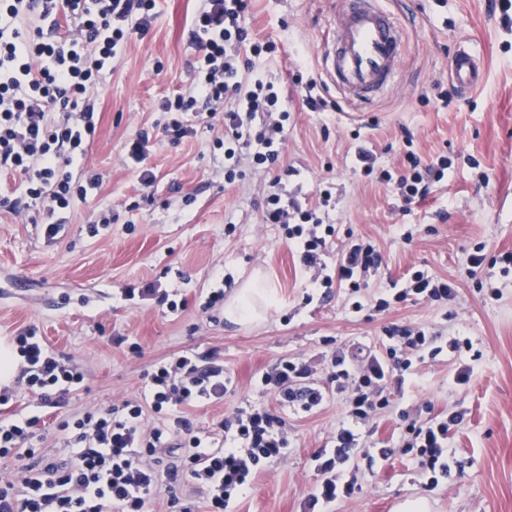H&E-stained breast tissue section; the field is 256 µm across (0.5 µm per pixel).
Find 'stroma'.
Here are the masks:
<instances>
[{"label":"stroma","instance_id":"35a3bbf8","mask_svg":"<svg viewBox=\"0 0 512 512\" xmlns=\"http://www.w3.org/2000/svg\"><path fill=\"white\" fill-rule=\"evenodd\" d=\"M403 29L404 51L391 87L368 104L347 102L332 84L324 95L336 107L311 112L302 105L298 76H323L325 48L334 36L339 0H252L248 22L276 40L275 55L258 73L280 92L288 113L281 167L289 197L320 209V192L335 201L329 221L335 246L370 238L383 264L368 285L380 292L409 270L424 269L451 282L454 300L432 304L413 298L392 303L385 315L355 313L347 289L321 298L279 227L264 223L268 176L237 152L242 176L225 182L215 171L223 158L221 128L196 122L193 135L171 143L161 101L184 91L196 51L190 22L200 0H157L144 36L128 42L104 80L97 124L75 178L99 179L94 196L74 200L55 238H46L37 208L26 219L0 210V341L35 329L57 354L82 368L81 388L63 408L41 406L26 392L0 405V421L22 412L39 420L33 444L62 454L61 414L79 416L140 393L154 366L184 352L223 362L235 387L219 402L188 408L202 434L217 432L224 417L246 403L281 407L256 386L283 357L328 354L329 340L375 344L391 323L438 326L470 338L472 352L419 364L408 378L401 408L456 406L464 423L453 430L451 473L425 488L413 457L362 466L360 490L335 512H398L420 500L428 512H512V273H472L467 257L476 244L488 256L512 252V19L501 0H379ZM486 65L472 94L449 78L459 46ZM448 93V108L436 107ZM147 134L145 164L151 186L138 179L125 148ZM423 161L447 156L452 165L425 200L402 202L377 173L399 174L405 148ZM375 156V172L357 171L356 153ZM277 289L280 302L258 322L232 324L223 306L204 309L215 289L225 297L248 279ZM496 285L498 296L488 287ZM175 294L184 305L169 311L152 297L125 299L147 286ZM473 373L468 387L449 378L460 363ZM343 403L329 396L321 409L287 414L291 446L238 501L235 512H300L316 475L311 456L330 447Z\"/></svg>","mask_w":512,"mask_h":512}]
</instances>
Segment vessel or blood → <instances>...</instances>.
Masks as SVG:
<instances>
[{
	"instance_id": "b4317fda",
	"label": "vessel or blood",
	"mask_w": 512,
	"mask_h": 512,
	"mask_svg": "<svg viewBox=\"0 0 512 512\" xmlns=\"http://www.w3.org/2000/svg\"><path fill=\"white\" fill-rule=\"evenodd\" d=\"M402 40V30L391 13L376 7L375 0H342L335 40L324 54L325 75L349 102H370L398 70ZM483 78L482 59L469 49H458L453 83L470 92L480 87Z\"/></svg>"
}]
</instances>
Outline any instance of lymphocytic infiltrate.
<instances>
[{"label": "lymphocytic infiltrate", "mask_w": 512, "mask_h": 512, "mask_svg": "<svg viewBox=\"0 0 512 512\" xmlns=\"http://www.w3.org/2000/svg\"><path fill=\"white\" fill-rule=\"evenodd\" d=\"M249 6L250 0H202L192 19L193 78L185 92L164 100L171 119L163 131L176 143L193 134L191 117L222 119L225 159L245 148L255 168L269 171L280 163L288 112L273 84L253 75L277 44L252 32ZM155 7L156 0H0V174L19 176L26 198L42 202L47 237L58 234V213L73 196L84 199L98 188L94 181L74 185L70 167L85 156V138L95 131L106 72L132 35L148 31ZM358 160L364 174L394 183L406 202L427 197L449 168L447 157L425 162L412 152L397 176L375 171L369 152H359ZM264 220L297 249L313 289L337 286L355 294L381 268L380 252L363 239L343 245L335 266H328L324 256L334 225L280 193L267 196ZM392 289L390 299L370 296L373 311H386L392 300L410 295L438 304L456 295L449 282L422 270L394 281ZM12 342L24 360L30 394L44 406L62 407L84 372L34 331H22ZM380 342L377 349L339 347L320 362L282 358L257 380L296 414L320 409L333 392L342 399L344 418L331 447L312 456L317 481L301 512H332L351 499L364 461L414 455L431 488L451 471L450 432L464 422V411L452 406L413 417L399 410L396 397L410 369L472 350L471 339L444 335L437 327L392 324ZM233 385L222 365L200 354L158 363L140 396L62 420L68 456L59 461L30 448L34 418L1 423L0 458L12 454L25 463L0 475V512H151L163 482H177L183 474L194 492L175 498V512H233L266 464L285 458L291 445L285 418L260 405L225 418L219 436L196 430L187 408L223 400ZM394 413L408 421L397 448L371 447L377 420Z\"/></svg>", "instance_id": "1"}]
</instances>
